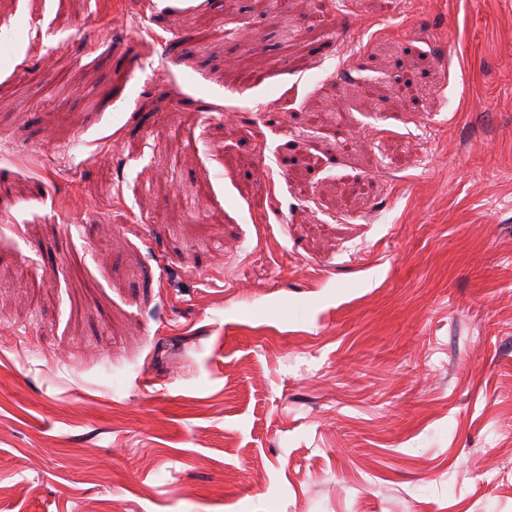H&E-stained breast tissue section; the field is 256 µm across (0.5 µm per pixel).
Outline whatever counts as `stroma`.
Masks as SVG:
<instances>
[{
    "label": "stroma",
    "mask_w": 512,
    "mask_h": 512,
    "mask_svg": "<svg viewBox=\"0 0 512 512\" xmlns=\"http://www.w3.org/2000/svg\"><path fill=\"white\" fill-rule=\"evenodd\" d=\"M126 6L0 0L8 512H512V0Z\"/></svg>",
    "instance_id": "1"
}]
</instances>
